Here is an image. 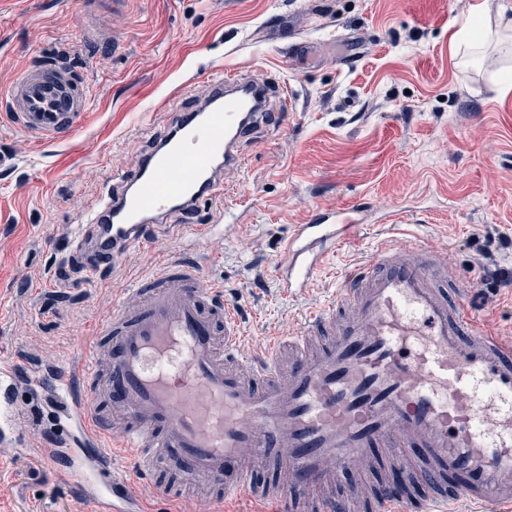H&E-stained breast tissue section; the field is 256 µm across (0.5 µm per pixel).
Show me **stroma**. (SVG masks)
Segmentation results:
<instances>
[{
    "mask_svg": "<svg viewBox=\"0 0 512 512\" xmlns=\"http://www.w3.org/2000/svg\"><path fill=\"white\" fill-rule=\"evenodd\" d=\"M477 3L495 16L499 0H0V86L61 54L92 90L54 142L0 110V360L67 361L134 278L181 254L239 305L249 350L332 300L346 265L418 239L446 249L482 323L512 337V94L494 92V62L456 66L448 42ZM220 69L294 97L243 144L225 197L197 206L203 224L233 209L237 229L198 244L174 218L118 267L87 271L82 216ZM357 204L358 242L301 296L280 294L270 268L291 226ZM392 210L404 222L381 223ZM0 512L86 505L49 463L0 447Z\"/></svg>",
    "mask_w": 512,
    "mask_h": 512,
    "instance_id": "35a3bbf8",
    "label": "stroma"
}]
</instances>
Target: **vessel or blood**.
Here are the masks:
<instances>
[{"instance_id": "obj_1", "label": "vessel or blood", "mask_w": 512, "mask_h": 512, "mask_svg": "<svg viewBox=\"0 0 512 512\" xmlns=\"http://www.w3.org/2000/svg\"><path fill=\"white\" fill-rule=\"evenodd\" d=\"M88 98L56 58L0 88L16 126L48 141L71 135ZM267 99L266 83L214 77L204 104L182 113L86 217L75 248L87 267H116L145 245L148 224L178 215L198 241L232 232V212L216 226L192 217L201 200L223 195L220 173L241 166L239 145L268 121ZM362 224L351 206L317 208L293 225L271 267L279 291L303 294ZM466 294L446 250H379L345 271L335 298L306 311L295 333L247 352L222 287L173 257L113 303L89 360L0 363V447L58 466L90 512H148L135 479L178 500L159 479L171 466L217 505L247 496L309 512H445L463 500L512 502V340L479 324ZM35 396L61 427L37 442L21 430ZM108 430L119 449L105 446ZM120 453L132 477L117 474ZM385 465L400 478L370 501L319 494L348 467ZM264 467L280 480L256 483ZM451 475L460 483L447 484Z\"/></svg>"}]
</instances>
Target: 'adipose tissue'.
<instances>
[{"instance_id":"adipose-tissue-1","label":"adipose tissue","mask_w":512,"mask_h":512,"mask_svg":"<svg viewBox=\"0 0 512 512\" xmlns=\"http://www.w3.org/2000/svg\"><path fill=\"white\" fill-rule=\"evenodd\" d=\"M491 42L503 48L512 45V0H505L494 26L486 23L481 10H471L451 35L452 56L462 62L473 60Z\"/></svg>"}]
</instances>
